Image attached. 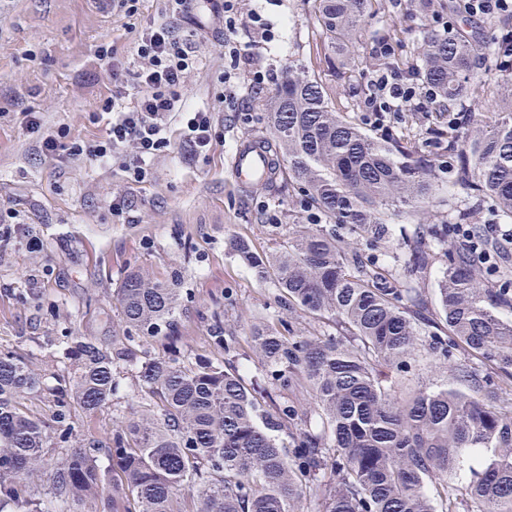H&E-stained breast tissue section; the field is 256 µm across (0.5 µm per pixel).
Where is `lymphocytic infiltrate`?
Returning <instances> with one entry per match:
<instances>
[{"label":"lymphocytic infiltrate","mask_w":512,"mask_h":512,"mask_svg":"<svg viewBox=\"0 0 512 512\" xmlns=\"http://www.w3.org/2000/svg\"><path fill=\"white\" fill-rule=\"evenodd\" d=\"M242 0H164L172 23L151 24L142 28L134 49L139 60L136 72L137 94L133 106H122L126 94L123 73L117 63L114 45L99 46L96 57L109 69L112 93L105 97L101 110L108 116L105 136L67 137L65 131L46 133L36 112L26 110L22 120L36 134L42 153L61 160L116 163L129 182H141L146 166L169 147L168 119L176 110L178 90L196 65L191 36L204 33L211 19H223L234 27ZM213 109L188 113L185 137L198 154L210 151L218 137L214 115L232 105L237 94V74L222 72ZM434 101L432 93L410 83L400 72L380 68L368 81L362 110L376 128H383L389 115L406 109L424 110Z\"/></svg>","instance_id":"obj_1"}]
</instances>
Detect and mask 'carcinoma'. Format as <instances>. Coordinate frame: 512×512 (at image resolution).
<instances>
[{
	"mask_svg": "<svg viewBox=\"0 0 512 512\" xmlns=\"http://www.w3.org/2000/svg\"><path fill=\"white\" fill-rule=\"evenodd\" d=\"M376 0H314L331 49L355 47ZM489 48L461 32L421 33L407 71L437 94L448 125L426 134L448 156V183L484 200L499 223L512 221V102L476 112L471 99L492 88L475 66ZM276 182L302 187L321 224H296L278 251L244 238L234 255L275 288L276 321L253 330L261 366L240 370L238 341L213 316L220 360L184 359L171 349L142 364V412L103 441L75 435L74 410L112 403L114 373L129 345L175 339L183 311L179 274L158 279L130 270L120 288L128 345L108 349L72 331L60 346L71 370L55 384L26 359L0 350V506L17 512H300L314 494L318 512H512V281L493 284L479 256L433 239L429 206L440 164L426 149L392 136L378 141L334 110L325 87L300 67L264 100ZM417 222L395 236L392 220ZM396 251L393 268L356 242ZM445 268L429 314L424 274ZM331 322L335 333L294 334L297 312ZM448 362L452 382L405 387L392 375L427 358ZM482 362V367L472 359ZM288 395L279 403L273 394ZM43 396L52 418L29 415L23 400ZM311 399L319 422L295 402ZM110 461L99 464V454ZM46 478L43 499L27 477Z\"/></svg>",
	"mask_w": 512,
	"mask_h": 512,
	"instance_id": "obj_1",
	"label": "carcinoma"
}]
</instances>
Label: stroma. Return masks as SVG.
<instances>
[{"label": "stroma", "instance_id": "1", "mask_svg": "<svg viewBox=\"0 0 512 512\" xmlns=\"http://www.w3.org/2000/svg\"><path fill=\"white\" fill-rule=\"evenodd\" d=\"M245 3L232 32L216 20L197 40L196 67L180 89L188 108L213 105L227 36L253 53L252 64L239 70L241 83L258 69L271 90L289 66L304 67L323 81L337 111L383 138L353 109L368 72L352 75L328 63L313 0ZM161 18V0H139L132 16L113 9L112 0H8L0 9V210H17L22 220L14 241L0 250V349L17 352L49 375L69 368L58 343L66 331L107 345L123 336L117 292L134 268L160 278L180 274L185 310L179 347L186 359L215 356L208 326L216 315L225 335L248 349L252 327L277 311L274 290L229 254L226 243L240 236L258 251L273 252L288 224L310 221L309 211L293 207L297 189L287 181L249 192L233 182L227 159L237 141L267 131L259 94L246 96L238 110L216 113L222 137L202 155L192 152L179 123H172L169 151L155 157L148 178L132 188L118 167L61 162L38 150L35 134L19 118L21 109L39 112L51 131L63 127L74 137L103 136L105 125L94 114L111 80L97 63V49L116 44L124 78L133 80L134 32ZM426 22L440 31L459 28L458 17L448 11L428 21L413 0H381L357 51L371 55L387 37L399 63L415 62ZM261 30L263 42L257 39ZM116 200L125 203L117 215ZM164 347L159 338L137 343L133 362L116 372L119 392L112 405L78 412L75 433L91 427L103 439L115 421L139 413L138 370Z\"/></svg>", "mask_w": 512, "mask_h": 512}]
</instances>
